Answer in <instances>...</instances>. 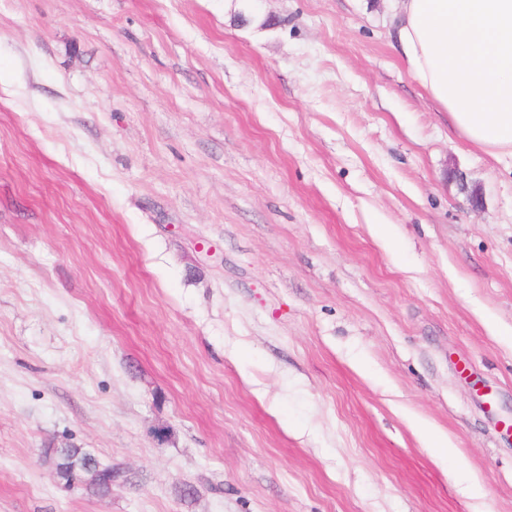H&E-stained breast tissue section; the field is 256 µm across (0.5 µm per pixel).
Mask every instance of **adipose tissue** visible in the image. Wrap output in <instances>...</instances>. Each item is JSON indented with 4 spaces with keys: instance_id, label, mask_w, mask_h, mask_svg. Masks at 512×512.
Wrapping results in <instances>:
<instances>
[{
    "instance_id": "obj_1",
    "label": "adipose tissue",
    "mask_w": 512,
    "mask_h": 512,
    "mask_svg": "<svg viewBox=\"0 0 512 512\" xmlns=\"http://www.w3.org/2000/svg\"><path fill=\"white\" fill-rule=\"evenodd\" d=\"M412 77L473 145L512 157V0H399Z\"/></svg>"
}]
</instances>
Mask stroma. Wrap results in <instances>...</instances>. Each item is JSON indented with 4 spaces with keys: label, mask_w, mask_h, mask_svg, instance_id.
I'll use <instances>...</instances> for the list:
<instances>
[{
    "label": "stroma",
    "mask_w": 512,
    "mask_h": 512,
    "mask_svg": "<svg viewBox=\"0 0 512 512\" xmlns=\"http://www.w3.org/2000/svg\"><path fill=\"white\" fill-rule=\"evenodd\" d=\"M396 6L0 0V512H512V166ZM414 429L424 441L425 448H428L436 460L448 458L454 448L448 445V438L437 436L423 421L416 420Z\"/></svg>",
    "instance_id": "stroma-1"
}]
</instances>
